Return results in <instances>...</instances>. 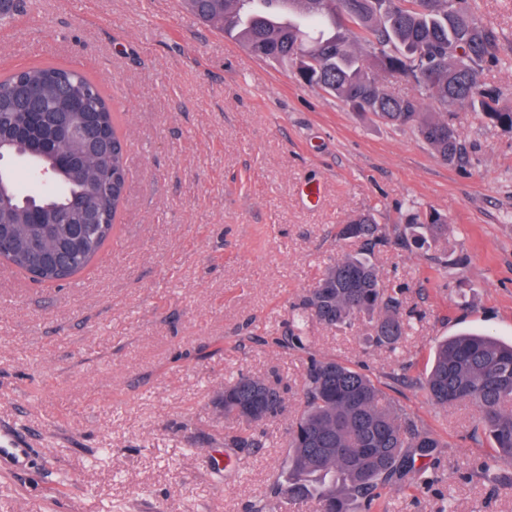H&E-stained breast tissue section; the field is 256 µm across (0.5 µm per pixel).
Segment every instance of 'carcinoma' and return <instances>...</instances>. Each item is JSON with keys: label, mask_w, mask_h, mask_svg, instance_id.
<instances>
[{"label": "carcinoma", "mask_w": 512, "mask_h": 512, "mask_svg": "<svg viewBox=\"0 0 512 512\" xmlns=\"http://www.w3.org/2000/svg\"><path fill=\"white\" fill-rule=\"evenodd\" d=\"M204 23L244 45L253 55L288 65L300 80L332 93L355 112L391 125H411L444 161L466 159V148L448 113L467 106L493 126L512 131V107L495 105L496 90L482 85V71L499 63L500 36L484 23L475 0H185ZM311 58L306 62L300 56ZM409 78L416 93L386 91L375 71ZM63 112L77 123L91 113L111 150L87 158L89 148L63 137L44 113ZM0 142L8 154L46 148L54 188L28 191L10 179L0 188V262L34 281H67L84 271L112 238L129 177L127 143L112 103L99 84L64 65H33L0 81ZM92 208L98 223L69 235L70 224ZM448 216L416 210L404 224L406 242L428 251L445 234ZM339 238L360 251L324 270L293 316L285 344L303 346L301 325L314 319L341 327L369 317L376 344L393 347L410 327L396 298L379 285L372 261L387 242L370 212L341 225ZM425 387L437 405L468 403L479 409L475 431L491 441L479 463L490 482L512 466V343L461 333L435 345ZM262 396L259 414L241 405ZM302 408L288 426L285 468L271 488L274 500L314 501L320 512H373L384 482L414 469L438 441L401 412L373 381L334 359H310L302 380ZM286 409L272 382L240 373L224 384V416L242 424L229 444L257 448L263 427Z\"/></svg>", "instance_id": "obj_1"}]
</instances>
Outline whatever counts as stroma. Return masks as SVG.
I'll list each match as a JSON object with an SVG mask.
<instances>
[{
	"label": "stroma",
	"instance_id": "stroma-1",
	"mask_svg": "<svg viewBox=\"0 0 512 512\" xmlns=\"http://www.w3.org/2000/svg\"><path fill=\"white\" fill-rule=\"evenodd\" d=\"M507 66L481 75L512 105V0H479ZM39 62L81 70L111 98L129 179L111 242L79 276L0 272V430L33 451L0 459V512H259L286 456L309 358L367 374L440 443L385 489L383 512H512L477 464L476 406L431 403L430 349L465 329L512 342V132L461 107L469 153L444 162L203 24L184 0H35L0 27V77ZM319 187L311 201L308 190ZM448 216L428 252L405 246L410 203ZM370 211L373 262L411 322L397 349L366 317L308 321L281 345L325 266L357 251L340 224ZM278 380L284 415L260 448H231L217 407L239 372Z\"/></svg>",
	"mask_w": 512,
	"mask_h": 512
}]
</instances>
